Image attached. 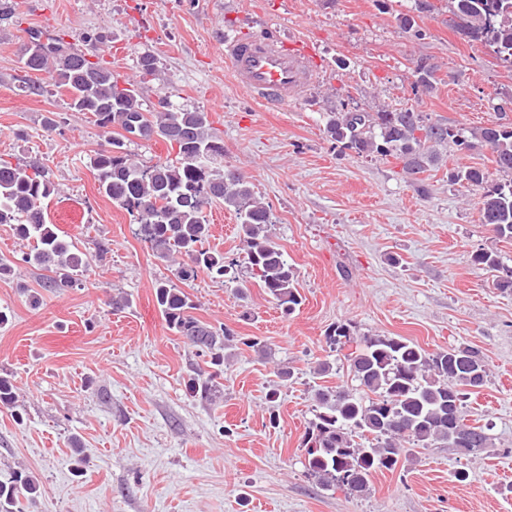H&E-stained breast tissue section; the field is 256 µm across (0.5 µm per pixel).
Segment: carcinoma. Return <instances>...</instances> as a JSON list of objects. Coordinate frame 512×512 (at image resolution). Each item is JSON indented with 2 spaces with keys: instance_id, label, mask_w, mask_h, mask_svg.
Here are the masks:
<instances>
[{
  "instance_id": "1",
  "label": "carcinoma",
  "mask_w": 512,
  "mask_h": 512,
  "mask_svg": "<svg viewBox=\"0 0 512 512\" xmlns=\"http://www.w3.org/2000/svg\"><path fill=\"white\" fill-rule=\"evenodd\" d=\"M460 19L461 34L484 42L512 64V0H450ZM26 71L51 75L70 94V108L94 117L104 143L92 159L99 190L139 224L140 233L156 256L174 266V277L188 285L203 274L232 281L245 274L256 280L284 315L301 305L298 274L275 242L270 207L259 201L245 177L224 164V141L211 127L208 114L175 106L170 96L158 107L143 108L142 85L157 79L158 58L143 52L137 58L138 79L121 80L101 59L74 50L64 38H48L32 54L22 56ZM142 129V139L160 138L176 150L173 159L151 166L136 162L128 149L130 135ZM325 131L342 148L359 155L393 158L405 173L416 176L435 161L430 147L471 142L442 122L427 123L420 112H329ZM473 137L494 153L500 182L487 187L480 216L501 239H512V126L496 124ZM57 192L44 167L0 161V225L32 242L21 261L52 272L43 287L58 292L73 287L78 273L98 259L108 246L93 242L82 251L48 220L45 203ZM216 203L235 211L240 221L243 256L227 258L205 247L210 224L207 211ZM473 261L497 273L496 286L512 290V268L489 251ZM156 301L166 325L199 357L216 369L201 368L186 382L189 394L205 402L223 394L219 372L232 356L233 337L194 315L197 305L182 289L167 282L156 285ZM326 344L334 348L356 344L347 372L356 383L315 390L314 417L302 436L305 469L324 489L339 486L360 496L369 490L373 473L392 470L412 448L443 445L466 454H481L495 446L489 428L464 422L468 395L485 385L488 368L480 350L455 346L429 352L401 336H355L347 324L328 328ZM12 382L0 376V406L17 408ZM41 494L39 483L15 471L0 481V512H13L19 497L30 501Z\"/></svg>"
}]
</instances>
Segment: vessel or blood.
<instances>
[{"instance_id": "1", "label": "vessel or blood", "mask_w": 512, "mask_h": 512, "mask_svg": "<svg viewBox=\"0 0 512 512\" xmlns=\"http://www.w3.org/2000/svg\"><path fill=\"white\" fill-rule=\"evenodd\" d=\"M314 52L268 35L225 37L224 60L237 86L269 108L300 96L315 80Z\"/></svg>"}]
</instances>
